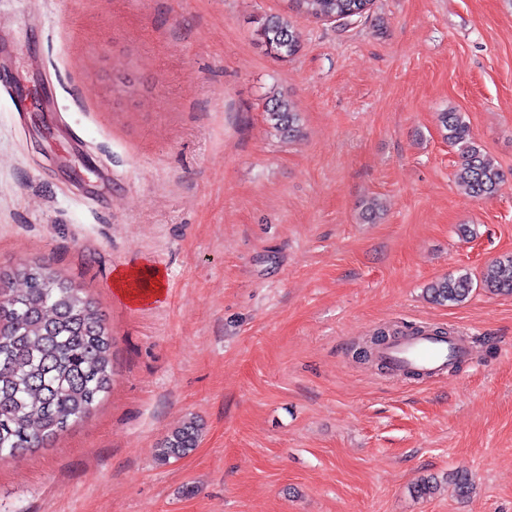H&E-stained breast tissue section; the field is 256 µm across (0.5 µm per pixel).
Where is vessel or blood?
Returning a JSON list of instances; mask_svg holds the SVG:
<instances>
[{
  "label": "vessel or blood",
  "mask_w": 512,
  "mask_h": 512,
  "mask_svg": "<svg viewBox=\"0 0 512 512\" xmlns=\"http://www.w3.org/2000/svg\"><path fill=\"white\" fill-rule=\"evenodd\" d=\"M397 370H411L431 378L448 371L453 363L470 359L472 347L464 336L441 340L433 336H404L381 352Z\"/></svg>",
  "instance_id": "b4317fda"
}]
</instances>
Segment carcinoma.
Returning <instances> with one entry per match:
<instances>
[{"label": "carcinoma", "mask_w": 512, "mask_h": 512, "mask_svg": "<svg viewBox=\"0 0 512 512\" xmlns=\"http://www.w3.org/2000/svg\"><path fill=\"white\" fill-rule=\"evenodd\" d=\"M372 0H293L296 12L324 20H350L365 14ZM256 35L267 54L287 59L300 49V35L288 17L266 15ZM265 119L280 136L299 131V113L280 93L264 98ZM448 144L461 158L459 178L477 200L495 196L505 175L475 141L465 115L439 114ZM18 282L20 287L12 284ZM483 287L512 295V257L484 269ZM475 283L467 271L432 282L426 292L438 304L466 301ZM113 339L95 302L83 289L61 278L47 263L0 270V458L41 448L88 417L112 386ZM199 425L190 420L157 449L167 462L195 448Z\"/></svg>", "instance_id": "cac0c4a2"}]
</instances>
